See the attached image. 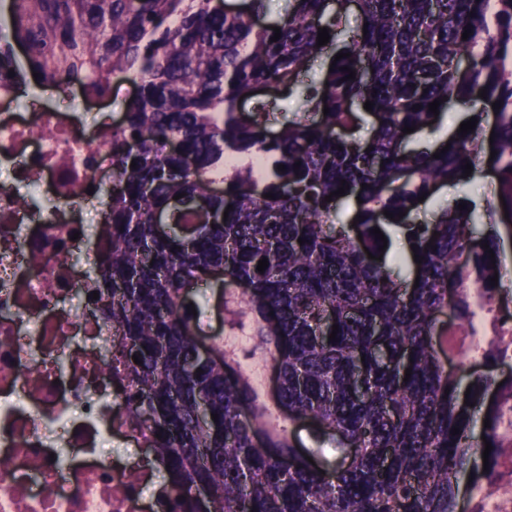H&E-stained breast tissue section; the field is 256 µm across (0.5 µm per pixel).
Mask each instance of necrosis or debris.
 I'll return each mask as SVG.
<instances>
[{
	"instance_id": "obj_1",
	"label": "necrosis or debris",
	"mask_w": 512,
	"mask_h": 512,
	"mask_svg": "<svg viewBox=\"0 0 512 512\" xmlns=\"http://www.w3.org/2000/svg\"><path fill=\"white\" fill-rule=\"evenodd\" d=\"M112 126L79 111L0 108V512H176L156 492L160 469L146 434L130 428L123 389L105 369L112 330L95 305H76L100 276L88 198L104 199L112 179ZM50 202L22 208V185ZM92 188L91 197L79 196ZM474 336H452L451 351L480 346L512 365V315L493 307ZM133 451L112 453V444ZM496 492L476 494L474 512H512V454L493 466Z\"/></svg>"
}]
</instances>
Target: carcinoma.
Masks as SVG:
<instances>
[{
    "mask_svg": "<svg viewBox=\"0 0 512 512\" xmlns=\"http://www.w3.org/2000/svg\"><path fill=\"white\" fill-rule=\"evenodd\" d=\"M263 2L11 0L0 86L23 93L13 44L26 39L28 67L62 91L108 75L137 86L112 126L98 303L131 427L149 433L188 512H456L462 476L470 492H490L485 442L490 462L503 448L494 358L450 371L445 354L448 327L475 333L484 295L512 279L497 229L512 216V0H356L353 21L350 0H287L279 21L260 24ZM268 87L303 107L275 131V104L259 97ZM435 100L477 119L438 159L403 132L432 128ZM496 101L491 138L484 116ZM468 163L497 173L489 230L465 197L421 224L418 197L469 182ZM390 223L415 245L403 257L372 233ZM208 288L224 300L225 335L250 331L248 352L222 341L201 351ZM260 364L276 374L283 421H312V447L258 404ZM483 406L490 426L477 434Z\"/></svg>",
    "mask_w": 512,
    "mask_h": 512,
    "instance_id": "cac0c4a2",
    "label": "carcinoma"
}]
</instances>
